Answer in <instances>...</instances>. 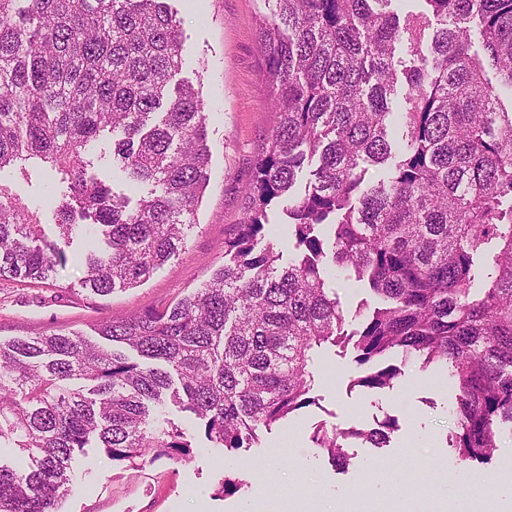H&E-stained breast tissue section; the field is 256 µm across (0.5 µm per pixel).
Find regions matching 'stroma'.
<instances>
[{"label":"stroma","instance_id":"35a3bbf8","mask_svg":"<svg viewBox=\"0 0 512 512\" xmlns=\"http://www.w3.org/2000/svg\"><path fill=\"white\" fill-rule=\"evenodd\" d=\"M172 4L184 35L178 77L208 105L211 150L210 180L186 249L144 284L101 297L81 286L77 257L86 241L75 239L56 285L0 280V340L59 327L89 335L103 318L164 309L202 283L209 263L223 262L224 236L243 215V188L270 127L257 37L266 10L262 0ZM52 182L65 192L59 175L45 167L0 171V183L45 224L54 221L45 192ZM326 286L343 311L345 329L359 328L375 305L366 282L347 272ZM313 359L324 372L312 392L314 404L261 430L254 447L227 452L199 435L190 459L163 458L140 469L114 465L90 449L74 464L76 480L63 512H452L463 501L474 512H512V428L498 426V449L489 463L460 465L448 445L456 388L444 369L410 362L389 387L372 389L356 385L368 368L353 354L324 348ZM388 418L396 428L385 447L350 435ZM321 429L345 433V469L316 445ZM227 478L239 481V490L218 493Z\"/></svg>","mask_w":512,"mask_h":512}]
</instances>
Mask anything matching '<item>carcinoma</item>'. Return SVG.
<instances>
[{"instance_id": "1", "label": "carcinoma", "mask_w": 512, "mask_h": 512, "mask_svg": "<svg viewBox=\"0 0 512 512\" xmlns=\"http://www.w3.org/2000/svg\"><path fill=\"white\" fill-rule=\"evenodd\" d=\"M392 2L264 0L273 121L224 262L195 291L98 321L99 342L67 328L0 341V442L27 459H0V512H59L88 448L131 468L191 455L182 422L158 420L168 403L210 447H253L308 403L311 352L324 345L360 364L394 354L445 367L457 388L450 447L462 463L491 461L494 425H512V0H423L403 16ZM182 51L169 0H0V170L45 164L67 184L54 239L0 184V279L54 282L88 227L103 236L84 256L94 295L145 282L186 247L210 148L199 91L169 89ZM104 137L147 187L134 203L88 171ZM277 207L295 238L286 260L267 240ZM329 268L378 299L350 334ZM397 374L359 383L385 388ZM394 427L357 436L381 448ZM315 443L346 462L328 431Z\"/></svg>"}]
</instances>
